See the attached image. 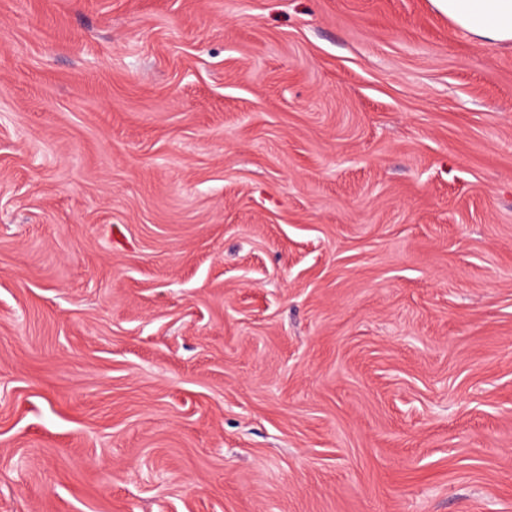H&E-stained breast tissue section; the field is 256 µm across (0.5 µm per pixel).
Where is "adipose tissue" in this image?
Segmentation results:
<instances>
[{"label":"adipose tissue","instance_id":"1","mask_svg":"<svg viewBox=\"0 0 512 512\" xmlns=\"http://www.w3.org/2000/svg\"><path fill=\"white\" fill-rule=\"evenodd\" d=\"M459 29L479 43L512 45V0H432Z\"/></svg>","mask_w":512,"mask_h":512}]
</instances>
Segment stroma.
<instances>
[{"label":"stroma","mask_w":512,"mask_h":512,"mask_svg":"<svg viewBox=\"0 0 512 512\" xmlns=\"http://www.w3.org/2000/svg\"><path fill=\"white\" fill-rule=\"evenodd\" d=\"M0 512H512V46L0 0Z\"/></svg>","instance_id":"stroma-1"}]
</instances>
